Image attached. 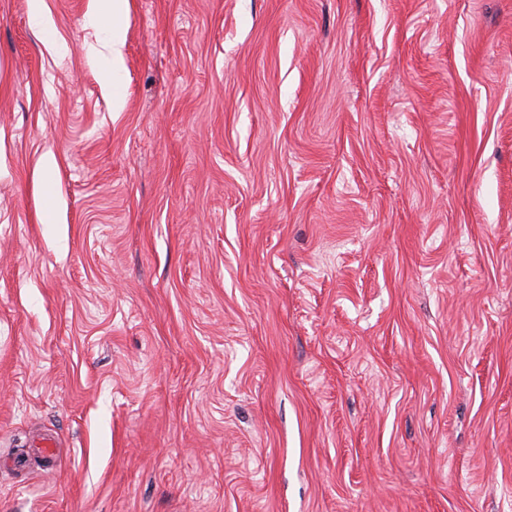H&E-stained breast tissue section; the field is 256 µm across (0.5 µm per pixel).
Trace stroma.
<instances>
[{
	"label": "stroma",
	"mask_w": 512,
	"mask_h": 512,
	"mask_svg": "<svg viewBox=\"0 0 512 512\" xmlns=\"http://www.w3.org/2000/svg\"><path fill=\"white\" fill-rule=\"evenodd\" d=\"M92 6L0 0V512H512V0Z\"/></svg>",
	"instance_id": "stroma-1"
}]
</instances>
